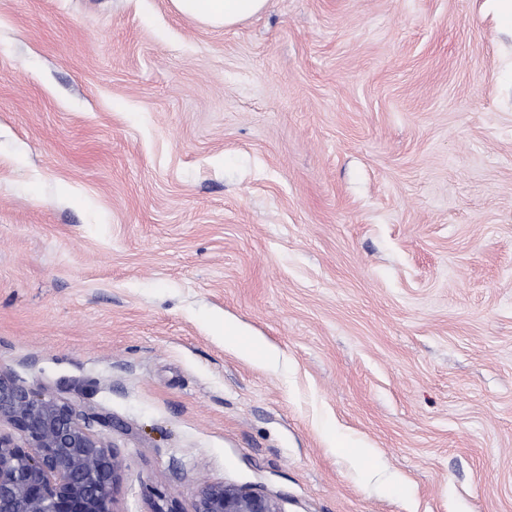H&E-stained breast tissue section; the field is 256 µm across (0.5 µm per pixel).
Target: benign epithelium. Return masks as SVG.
Instances as JSON below:
<instances>
[{
  "instance_id": "1",
  "label": "benign epithelium",
  "mask_w": 512,
  "mask_h": 512,
  "mask_svg": "<svg viewBox=\"0 0 512 512\" xmlns=\"http://www.w3.org/2000/svg\"><path fill=\"white\" fill-rule=\"evenodd\" d=\"M112 417L85 414L66 400L35 393L0 372V512H115L122 467L113 445L91 429ZM150 512H280L270 497L223 481L203 483L190 509L160 505Z\"/></svg>"
}]
</instances>
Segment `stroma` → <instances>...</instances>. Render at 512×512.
I'll use <instances>...</instances> for the list:
<instances>
[{"mask_svg":"<svg viewBox=\"0 0 512 512\" xmlns=\"http://www.w3.org/2000/svg\"><path fill=\"white\" fill-rule=\"evenodd\" d=\"M0 370L111 416L116 512H512L487 0H0ZM173 9L205 27L230 28L261 13L267 0H170ZM150 512H281L274 500L244 486L224 481L203 483L191 501L190 510L154 505Z\"/></svg>","mask_w":512,"mask_h":512,"instance_id":"obj_1","label":"stroma"}]
</instances>
